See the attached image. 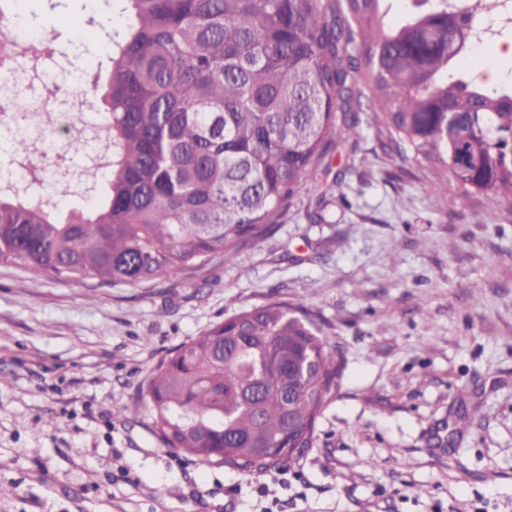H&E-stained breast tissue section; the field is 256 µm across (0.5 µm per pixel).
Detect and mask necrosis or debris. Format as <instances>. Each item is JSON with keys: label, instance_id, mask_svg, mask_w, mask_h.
<instances>
[{"label": "necrosis or debris", "instance_id": "4bbe7bcc", "mask_svg": "<svg viewBox=\"0 0 512 512\" xmlns=\"http://www.w3.org/2000/svg\"><path fill=\"white\" fill-rule=\"evenodd\" d=\"M46 39L43 32L20 29L14 16L0 17V53H11L16 62L11 70L0 72V99L12 103L10 110L0 113V150H5L19 134L31 145L30 157L11 158L0 168V188L23 183L33 164L51 168L62 165L67 157L91 162L101 154L96 140L82 148H61L41 121L42 114L52 110L64 122L81 120L92 126L97 123L86 94V82L78 69L52 73L25 56L28 44Z\"/></svg>", "mask_w": 512, "mask_h": 512}]
</instances>
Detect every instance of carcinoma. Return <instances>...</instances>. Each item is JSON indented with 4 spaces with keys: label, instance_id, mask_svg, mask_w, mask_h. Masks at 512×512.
Instances as JSON below:
<instances>
[{
    "label": "carcinoma",
    "instance_id": "1",
    "mask_svg": "<svg viewBox=\"0 0 512 512\" xmlns=\"http://www.w3.org/2000/svg\"><path fill=\"white\" fill-rule=\"evenodd\" d=\"M385 0H112L120 23L85 64L99 125L61 129L106 143L104 175L57 167L0 193V265L49 277L154 283L279 225L337 140L358 135L351 73L373 84L388 147L441 168L443 207L466 192L512 201V85L457 70L472 18L502 0H421L394 29ZM344 112L343 119L337 111ZM343 351L286 302L243 312L161 359L145 388L153 432L206 467L260 472L310 446Z\"/></svg>",
    "mask_w": 512,
    "mask_h": 512
}]
</instances>
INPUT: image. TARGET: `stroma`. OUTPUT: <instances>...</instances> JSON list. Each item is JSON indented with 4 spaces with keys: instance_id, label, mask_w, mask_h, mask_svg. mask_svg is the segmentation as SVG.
Here are the masks:
<instances>
[{
    "instance_id": "35a3bbf8",
    "label": "stroma",
    "mask_w": 512,
    "mask_h": 512,
    "mask_svg": "<svg viewBox=\"0 0 512 512\" xmlns=\"http://www.w3.org/2000/svg\"><path fill=\"white\" fill-rule=\"evenodd\" d=\"M358 119L233 263L153 284L0 265V512H512L505 204L452 184L438 207L370 98ZM275 301L344 351L310 448L256 475L165 447L140 394L161 358Z\"/></svg>"
}]
</instances>
